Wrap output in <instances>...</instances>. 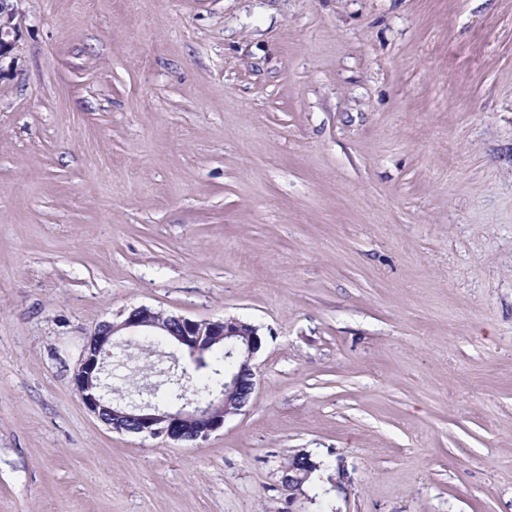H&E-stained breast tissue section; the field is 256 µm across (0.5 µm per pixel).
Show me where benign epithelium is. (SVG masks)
<instances>
[{
	"label": "benign epithelium",
	"mask_w": 512,
	"mask_h": 512,
	"mask_svg": "<svg viewBox=\"0 0 512 512\" xmlns=\"http://www.w3.org/2000/svg\"><path fill=\"white\" fill-rule=\"evenodd\" d=\"M19 13L18 0H0V60L11 54L18 41ZM128 329L142 330L193 357L220 349L235 370L224 375V389L218 393L183 388L182 401L175 409H161L150 401L136 404L108 397L101 387L105 361L111 350L120 346L118 337ZM262 344L258 328L237 318L197 321L140 306L120 321L99 324L82 348L72 385L84 406L115 432L193 443L223 429L227 418L244 411L256 385L252 361ZM314 469L310 457L297 454L282 483L294 490Z\"/></svg>",
	"instance_id": "obj_1"
}]
</instances>
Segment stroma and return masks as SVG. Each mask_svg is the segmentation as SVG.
Segmentation results:
<instances>
[{"label": "stroma", "mask_w": 512, "mask_h": 512, "mask_svg": "<svg viewBox=\"0 0 512 512\" xmlns=\"http://www.w3.org/2000/svg\"><path fill=\"white\" fill-rule=\"evenodd\" d=\"M0 512H512V0H21ZM258 327L243 414L112 431L137 306ZM297 453L320 480L281 484Z\"/></svg>", "instance_id": "35a3bbf8"}]
</instances>
